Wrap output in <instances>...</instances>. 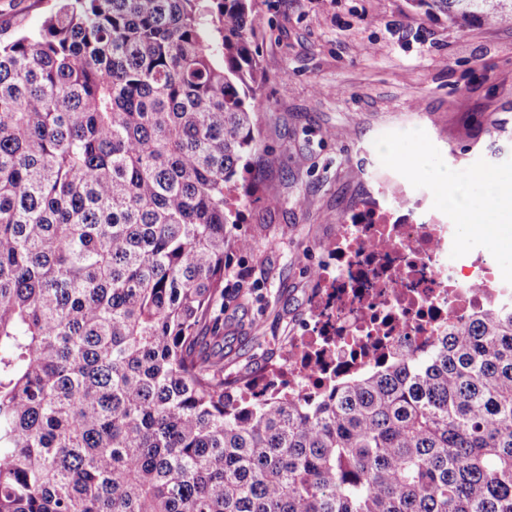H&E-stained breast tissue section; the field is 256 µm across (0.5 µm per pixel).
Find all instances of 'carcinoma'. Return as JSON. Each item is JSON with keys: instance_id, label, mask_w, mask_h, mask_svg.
<instances>
[{"instance_id": "1", "label": "carcinoma", "mask_w": 512, "mask_h": 512, "mask_svg": "<svg viewBox=\"0 0 512 512\" xmlns=\"http://www.w3.org/2000/svg\"><path fill=\"white\" fill-rule=\"evenodd\" d=\"M256 9L65 0L0 44V512H512V314L313 401L224 386L239 180L278 163Z\"/></svg>"}]
</instances>
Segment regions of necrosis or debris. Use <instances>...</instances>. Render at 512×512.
<instances>
[{"label":"necrosis or debris","instance_id":"4bbe7bcc","mask_svg":"<svg viewBox=\"0 0 512 512\" xmlns=\"http://www.w3.org/2000/svg\"><path fill=\"white\" fill-rule=\"evenodd\" d=\"M453 210L419 222L400 186L386 184L354 219L336 224V257L318 278L308 326L291 340L274 384L307 395L323 346L337 376L360 374L431 348L481 312L512 311V275L455 231ZM380 240L388 249H377Z\"/></svg>","mask_w":512,"mask_h":512}]
</instances>
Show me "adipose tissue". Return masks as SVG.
<instances>
[{"mask_svg": "<svg viewBox=\"0 0 512 512\" xmlns=\"http://www.w3.org/2000/svg\"><path fill=\"white\" fill-rule=\"evenodd\" d=\"M490 184L497 187L498 194L493 201L472 197L467 185H457L450 205L462 211L468 226L478 228L480 233L495 232L504 236L512 235V178L490 177Z\"/></svg>", "mask_w": 512, "mask_h": 512, "instance_id": "1", "label": "adipose tissue"}]
</instances>
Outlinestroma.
<instances>
[{
  "label": "stroma",
  "mask_w": 512,
  "mask_h": 512,
  "mask_svg": "<svg viewBox=\"0 0 512 512\" xmlns=\"http://www.w3.org/2000/svg\"><path fill=\"white\" fill-rule=\"evenodd\" d=\"M46 0H0V39L41 29ZM267 81L256 120L279 155L226 254L224 376L268 374L306 326L336 221L384 182L415 196L431 171L512 175V18L458 27L407 0H258ZM372 45L373 53L362 50ZM244 278H237V271Z\"/></svg>",
  "instance_id": "obj_1"
}]
</instances>
